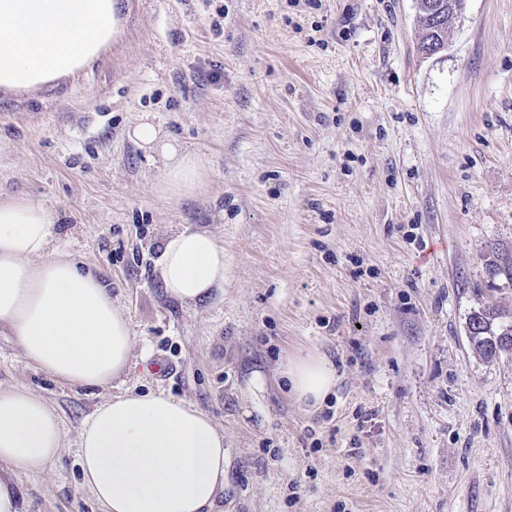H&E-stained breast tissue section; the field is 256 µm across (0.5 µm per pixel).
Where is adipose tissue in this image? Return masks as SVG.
I'll return each mask as SVG.
<instances>
[{"mask_svg":"<svg viewBox=\"0 0 512 512\" xmlns=\"http://www.w3.org/2000/svg\"><path fill=\"white\" fill-rule=\"evenodd\" d=\"M116 0H0V88L33 90L91 63L118 36ZM129 135L161 156L154 185L172 201L207 185L210 161L181 147L149 117ZM51 208L25 196L0 198V326L24 357L70 387H107L127 373L134 336L102 276L54 245ZM165 293L207 300L224 285V248L208 232L184 230L161 246ZM291 393L320 406L336 371L319 355L288 360ZM60 417L42 397L0 388V512H24L14 470L56 461ZM224 432L196 405L132 390L98 404L82 422L83 482L102 512H213L224 491Z\"/></svg>","mask_w":512,"mask_h":512,"instance_id":"obj_1","label":"adipose tissue"}]
</instances>
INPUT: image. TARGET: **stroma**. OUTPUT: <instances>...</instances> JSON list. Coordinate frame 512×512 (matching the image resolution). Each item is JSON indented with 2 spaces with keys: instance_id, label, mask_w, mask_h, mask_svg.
Masks as SVG:
<instances>
[{
  "instance_id": "1",
  "label": "stroma",
  "mask_w": 512,
  "mask_h": 512,
  "mask_svg": "<svg viewBox=\"0 0 512 512\" xmlns=\"http://www.w3.org/2000/svg\"><path fill=\"white\" fill-rule=\"evenodd\" d=\"M119 4L91 65L0 90V196L53 209L135 335L122 378L72 388L0 334V386L63 427L59 461L15 475L27 512H101L79 429L128 388L223 427L215 512H512V356L467 335L481 298L512 322L480 260L512 244V0H466L432 57L414 0ZM145 113L210 157L204 194H156L162 160L128 137ZM186 229L224 247L223 289L194 305L155 269ZM307 354L336 369L315 409L279 376Z\"/></svg>"
}]
</instances>
